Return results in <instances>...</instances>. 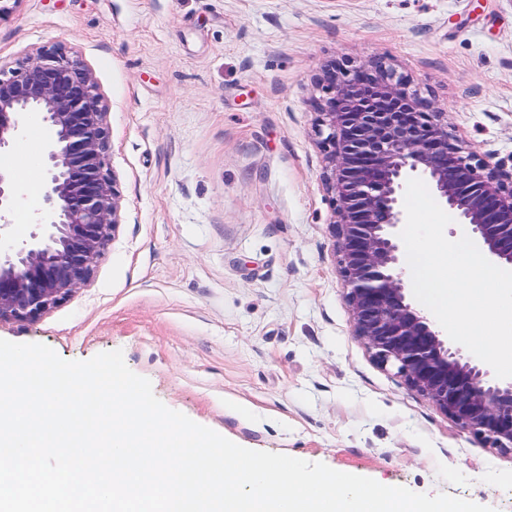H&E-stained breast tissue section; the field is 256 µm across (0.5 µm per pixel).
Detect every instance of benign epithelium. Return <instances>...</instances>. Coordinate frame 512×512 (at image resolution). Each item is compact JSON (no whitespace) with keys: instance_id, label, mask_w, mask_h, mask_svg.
Listing matches in <instances>:
<instances>
[{"instance_id":"benign-epithelium-1","label":"benign epithelium","mask_w":512,"mask_h":512,"mask_svg":"<svg viewBox=\"0 0 512 512\" xmlns=\"http://www.w3.org/2000/svg\"><path fill=\"white\" fill-rule=\"evenodd\" d=\"M319 84L326 97L315 105L318 133L354 335L461 428L512 449V381L491 379L412 304L398 231L406 179L422 175L480 245L512 268V170L464 153L444 113L381 63L327 66ZM106 116L92 72L62 48L31 53L0 78V216L15 195L7 160L30 121L49 134L38 231L0 246V321L36 319L87 286L114 238L119 190L106 166Z\"/></svg>"}]
</instances>
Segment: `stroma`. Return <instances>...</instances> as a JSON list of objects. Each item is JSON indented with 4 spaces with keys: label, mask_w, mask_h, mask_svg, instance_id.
Masks as SVG:
<instances>
[{
    "label": "stroma",
    "mask_w": 512,
    "mask_h": 512,
    "mask_svg": "<svg viewBox=\"0 0 512 512\" xmlns=\"http://www.w3.org/2000/svg\"><path fill=\"white\" fill-rule=\"evenodd\" d=\"M65 47L107 112L120 225L90 283L0 339L122 350L167 407L248 449L512 512V450L354 335L313 101L381 62L465 151L512 167V0H20L0 74Z\"/></svg>",
    "instance_id": "obj_1"
}]
</instances>
